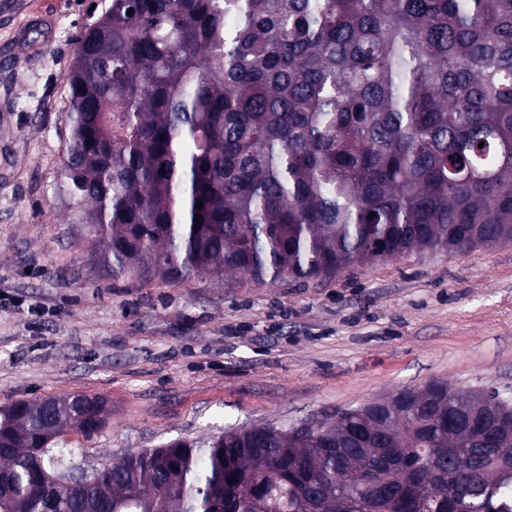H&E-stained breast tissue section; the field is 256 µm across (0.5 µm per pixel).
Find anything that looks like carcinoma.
I'll list each match as a JSON object with an SVG mask.
<instances>
[{"instance_id":"obj_1","label":"carcinoma","mask_w":512,"mask_h":512,"mask_svg":"<svg viewBox=\"0 0 512 512\" xmlns=\"http://www.w3.org/2000/svg\"><path fill=\"white\" fill-rule=\"evenodd\" d=\"M67 83L66 190L97 264L134 288L306 285L512 243V0H112ZM105 404L0 407V512H501L512 496L498 390L433 380L55 489L60 438L101 429Z\"/></svg>"}]
</instances>
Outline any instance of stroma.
Masks as SVG:
<instances>
[{
  "mask_svg": "<svg viewBox=\"0 0 512 512\" xmlns=\"http://www.w3.org/2000/svg\"><path fill=\"white\" fill-rule=\"evenodd\" d=\"M111 0H0V407L88 394L98 468L230 426L283 425L438 379L512 389V244L414 252L306 288H130L99 275L64 190L66 74Z\"/></svg>",
  "mask_w": 512,
  "mask_h": 512,
  "instance_id": "obj_1",
  "label": "stroma"
}]
</instances>
